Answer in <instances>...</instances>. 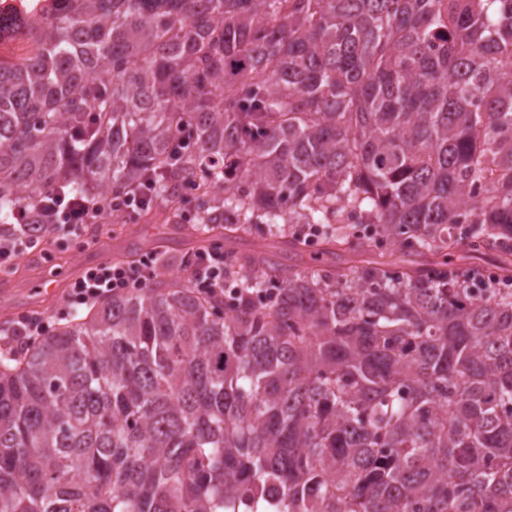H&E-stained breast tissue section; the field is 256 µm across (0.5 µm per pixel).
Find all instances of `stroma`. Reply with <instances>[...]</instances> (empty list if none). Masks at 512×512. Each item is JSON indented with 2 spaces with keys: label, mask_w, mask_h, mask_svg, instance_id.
<instances>
[{
  "label": "stroma",
  "mask_w": 512,
  "mask_h": 512,
  "mask_svg": "<svg viewBox=\"0 0 512 512\" xmlns=\"http://www.w3.org/2000/svg\"><path fill=\"white\" fill-rule=\"evenodd\" d=\"M87 232L96 236L95 245L65 244L51 234L38 247L22 251L14 264L0 266V324L25 310H37L51 322H61L69 315L64 303L69 284L86 268L109 260L125 261L133 249L143 257L156 254L162 259V272L183 279L181 263L195 249L184 224L144 219L118 224L106 215L88 225Z\"/></svg>",
  "instance_id": "1"
}]
</instances>
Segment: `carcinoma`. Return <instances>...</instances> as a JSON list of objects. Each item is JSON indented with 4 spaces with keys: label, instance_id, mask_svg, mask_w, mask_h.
Instances as JSON below:
<instances>
[{
    "label": "carcinoma",
    "instance_id": "cac0c4a2",
    "mask_svg": "<svg viewBox=\"0 0 512 512\" xmlns=\"http://www.w3.org/2000/svg\"><path fill=\"white\" fill-rule=\"evenodd\" d=\"M2 36L32 50L0 63V239L55 194L222 183L194 231L238 290L0 349V512H512V0H55ZM254 225L349 266L236 250Z\"/></svg>",
    "mask_w": 512,
    "mask_h": 512
}]
</instances>
